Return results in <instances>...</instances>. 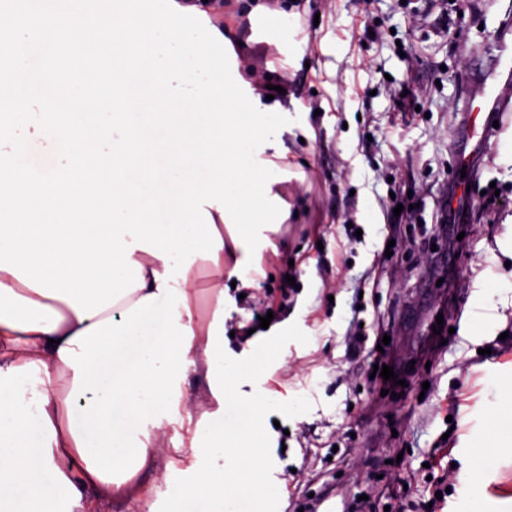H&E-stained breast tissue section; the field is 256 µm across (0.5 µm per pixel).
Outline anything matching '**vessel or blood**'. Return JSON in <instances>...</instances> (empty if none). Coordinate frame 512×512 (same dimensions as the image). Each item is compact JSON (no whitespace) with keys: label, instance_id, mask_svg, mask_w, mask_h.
Returning <instances> with one entry per match:
<instances>
[{"label":"vessel or blood","instance_id":"b4317fda","mask_svg":"<svg viewBox=\"0 0 512 512\" xmlns=\"http://www.w3.org/2000/svg\"><path fill=\"white\" fill-rule=\"evenodd\" d=\"M506 112H512V46L504 45L470 96L469 120L459 144L460 152L472 157L485 153L497 133L494 121Z\"/></svg>","mask_w":512,"mask_h":512}]
</instances>
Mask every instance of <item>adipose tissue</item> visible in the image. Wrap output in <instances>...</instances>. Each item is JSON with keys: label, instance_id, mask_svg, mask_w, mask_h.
<instances>
[{"label": "adipose tissue", "instance_id": "adipose-tissue-1", "mask_svg": "<svg viewBox=\"0 0 512 512\" xmlns=\"http://www.w3.org/2000/svg\"><path fill=\"white\" fill-rule=\"evenodd\" d=\"M248 27L230 25L222 34L231 45L245 49L265 42L274 45L284 65L299 67L303 43L294 26L300 17L298 0L273 6L268 0H235ZM245 253L224 241L217 260L196 259L178 289L189 308L180 322L193 332L186 355L190 365L180 382L178 420L172 427H148L144 464L159 459L180 463L188 478L177 488L184 512H250L251 502L236 482L224 480V441L243 444L244 430H257V409H243L233 398L231 381L260 374L262 354L228 359L224 350V277ZM144 285L95 318H79L59 298L41 295L0 269V512H98L103 500L124 502L129 512H151L158 494L139 476L116 484L88 470L71 434L66 399L75 371L61 360L60 348L93 322L120 315L136 302L155 294L162 259L135 250ZM206 392L199 417L190 408L196 388Z\"/></svg>", "mask_w": 512, "mask_h": 512}]
</instances>
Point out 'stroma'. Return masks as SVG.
I'll list each match as a JSON object with an SVG mask.
<instances>
[{"instance_id": "obj_1", "label": "stroma", "mask_w": 512, "mask_h": 512, "mask_svg": "<svg viewBox=\"0 0 512 512\" xmlns=\"http://www.w3.org/2000/svg\"><path fill=\"white\" fill-rule=\"evenodd\" d=\"M310 8L300 18L306 64L287 71L290 113L311 127L283 136L292 215L271 233L254 281L224 290L227 352L242 350L230 333L251 321L253 303L277 310L263 456L245 488L253 512H300L313 493L328 494L335 512H503L512 453L492 461L481 448L496 430L498 391L512 392V137L479 162L481 192L495 187L499 205L483 210L480 192L459 224L435 214L457 172L448 146L462 133L476 70L512 30V0ZM392 193L411 216H386ZM417 224L438 256L456 245L454 269L438 256L423 262ZM495 288L497 316L465 321ZM377 364L394 380L373 376ZM259 485L277 492L256 496Z\"/></svg>"}]
</instances>
